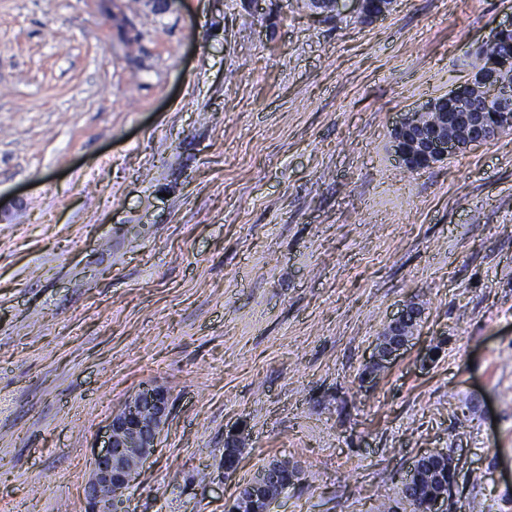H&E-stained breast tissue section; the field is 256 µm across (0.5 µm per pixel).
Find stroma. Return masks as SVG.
<instances>
[{
	"instance_id": "obj_1",
	"label": "stroma",
	"mask_w": 512,
	"mask_h": 512,
	"mask_svg": "<svg viewBox=\"0 0 512 512\" xmlns=\"http://www.w3.org/2000/svg\"><path fill=\"white\" fill-rule=\"evenodd\" d=\"M510 18L0 0V512H85L146 383L171 409L126 512H228L277 459L301 475L271 512H377L436 451L448 512H512V131L418 171L392 143ZM412 303L403 305L397 315L387 325L382 336L375 344L368 365L376 364L385 368L392 361L396 360L408 345L412 337L414 327H407L411 322L415 325L421 319V311H412ZM411 331V332H409Z\"/></svg>"
}]
</instances>
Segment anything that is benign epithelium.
I'll return each instance as SVG.
<instances>
[{
	"mask_svg": "<svg viewBox=\"0 0 512 512\" xmlns=\"http://www.w3.org/2000/svg\"><path fill=\"white\" fill-rule=\"evenodd\" d=\"M364 21L386 16L391 5L381 11L368 8V0H355ZM463 131L462 140L448 138V125ZM512 125V76L506 68L488 66L475 71L473 78L428 101L421 109L406 114L393 128V147L399 162L407 168H427L442 158L461 152L472 144L497 138ZM421 319L412 304L403 305L375 344L369 364L386 367L396 360L412 337L409 322ZM168 391L145 384L112 414L103 449L94 458L91 475L84 486L86 512H122L123 492L139 476L158 446V439L170 414ZM280 474L261 468L239 493L234 512H245L263 499L269 485Z\"/></svg>",
	"mask_w": 512,
	"mask_h": 512,
	"instance_id": "7a95c632",
	"label": "benign epithelium"
}]
</instances>
